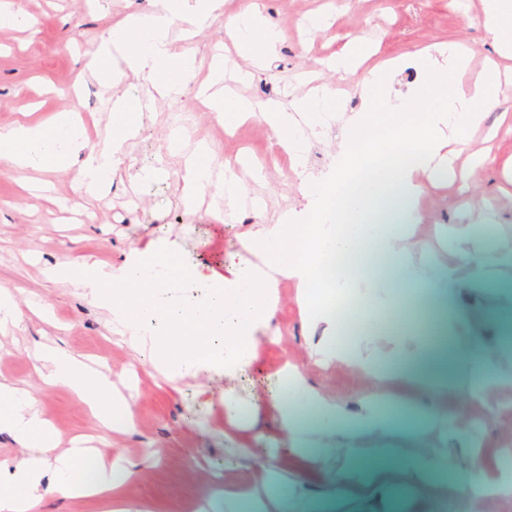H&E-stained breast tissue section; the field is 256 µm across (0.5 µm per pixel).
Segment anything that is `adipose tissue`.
<instances>
[{
  "mask_svg": "<svg viewBox=\"0 0 512 512\" xmlns=\"http://www.w3.org/2000/svg\"><path fill=\"white\" fill-rule=\"evenodd\" d=\"M224 0H152L149 10L136 13L113 29L88 66L112 76V128L102 144L88 147L83 125L75 112H62L47 121L0 129V165L14 170L51 169L81 157L78 180L89 192L111 184L128 143L140 131L141 116L131 110L134 97L123 84L127 74L152 81L163 97L183 93L194 78L195 57L177 50L172 40L175 23L189 31L203 28ZM484 20L492 32L498 54L512 59V0H484ZM228 30L247 55L264 63L274 54L280 33L258 9L232 15ZM469 59L455 46L440 48L438 56L424 55L420 64L424 81L409 92L394 87L407 68L395 59L371 69L364 78L367 112L351 120L336 151L331 170L301 182L305 200L302 215L282 214L271 224L259 225L241 240L244 249L261 262L243 268L235 281L216 298L198 303L191 316L160 297L178 266V250L169 247L155 255H138L119 274L99 267L60 263L48 278L82 288L102 304L112 322L125 327L134 344H151L156 361L173 377L207 368L233 376L256 353L259 331L267 327L276 309L278 281L293 280L302 309L319 301L318 287L329 283L344 291L342 274L323 280L326 259L368 243L382 255L396 259L395 271L408 280L424 281L427 288L454 293L464 281L455 270L423 279L406 246L407 232L418 219L415 203L424 193L419 176L437 183L451 169V143L466 129L480 125L485 109L495 105L500 85L498 66L486 68L477 79L465 80ZM203 104L220 113L226 124L256 118L275 134L277 143L295 160L307 152L311 134L324 125L336 101L324 89L296 99L290 107L274 102L248 101L232 93L203 94ZM215 157L201 149L185 161V200L193 202L212 181ZM427 182V183H428ZM484 376L472 379L463 372L448 378L459 390L512 380V348L507 353L483 354ZM35 370L45 384L61 386L84 403L104 433L131 423L127 398L112 380L111 371L90 364L84 357L52 345L35 356ZM280 391L272 406L282 433L297 436L301 420L298 402L314 403L317 423L346 449V466L336 480L337 493L364 484L360 468L364 436L389 429L375 398L360 412L348 414L338 404L309 389L300 371L291 365L279 374ZM7 434L21 450L19 459L0 461V512H41L46 497H98L113 501L115 512H147L131 507L120 490L133 476L122 457L103 460L84 448H66L49 420L43 417L28 391L17 383L0 380V434ZM224 512H288L287 494L267 485L251 493L215 491Z\"/></svg>",
  "mask_w": 512,
  "mask_h": 512,
  "instance_id": "obj_1",
  "label": "adipose tissue"
}]
</instances>
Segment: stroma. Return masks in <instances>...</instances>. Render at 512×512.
<instances>
[{
    "mask_svg": "<svg viewBox=\"0 0 512 512\" xmlns=\"http://www.w3.org/2000/svg\"><path fill=\"white\" fill-rule=\"evenodd\" d=\"M1 1L22 11L27 23L0 28V127L37 123L76 105L89 114V145L101 143L111 129L112 90L83 67L113 25L149 8V0ZM253 5L281 32L277 58L265 68L252 67L221 16L195 33L179 34L175 46L194 53L195 77L175 99L160 97L149 81L135 79L143 107L140 133L102 193H86L72 167L0 172V288L12 293L23 312L19 326L0 329V378L24 386L63 441L89 437L104 457L120 454L136 463V478L122 494L130 503L149 504L152 512H185L203 500L214 490L207 479L213 470L223 471L227 486L240 490L272 480L291 491L304 489L310 500L332 497L345 465L342 452L314 461L287 439L267 438L275 429L271 402L278 393L277 372L288 362L301 369L312 390L348 413L359 412L372 395L389 406L390 430L365 439L362 461L368 469L387 466L386 484L344 496L340 512H398L400 490L406 491L412 512H426L429 501L404 479L399 463L432 456L439 459L428 477L436 489L435 512H512L511 497L476 500L457 481L461 473L497 478L498 457L512 453V385L471 395L448 389L430 393L413 380L377 378L344 360L319 365L317 348L335 336L303 319L296 285L285 278L278 283L279 305L269 322L279 339L262 342L243 373L230 378L203 370L170 378L155 368L149 352L129 345L98 303L70 284L46 278V268L62 261L116 270L132 255L156 253L173 241L186 271L165 285L163 296L188 313L233 281L239 268L256 263L239 244L243 232L302 208L301 179L291 155L276 153L274 133L252 119L225 132L223 120L201 103L198 90L213 61H222L225 84L249 99L293 100L315 83L335 92L329 125L305 156L307 173L317 175L330 170L345 126L363 109L362 82L369 68L453 43L468 51L465 77L472 80L498 58L483 25V0H228L226 7L240 12ZM316 17L322 23L310 29ZM354 41L372 50L366 66L334 72L332 61ZM510 125L512 76L503 78L497 104L482 123L454 142L453 174L427 186L420 219L407 239L425 275L451 265L467 277L451 301L432 302L440 317L456 314L462 325L437 343L425 329L429 313L414 302L413 284L388 279L378 266L376 287L361 292L392 312L396 329L377 337V344L421 339L434 348V357L421 366L424 373L480 375V358H457V338L473 336L494 349L512 327V135L504 133ZM201 145L237 171L253 197L250 204L225 209L220 221L209 215L212 196H204L192 211L184 204L183 154ZM480 224L493 227V247L473 235ZM448 227L470 228L462 248L482 258L481 269L471 270L449 249L441 234ZM44 344L101 362L113 377L125 379L132 428L101 437L77 398L65 388H48L34 370V354ZM228 393L242 405L258 404L261 428L245 421L229 428L235 420L224 407ZM418 408L435 410L443 424L416 435Z\"/></svg>",
    "mask_w": 512,
    "mask_h": 512,
    "instance_id": "obj_1",
    "label": "stroma"
}]
</instances>
